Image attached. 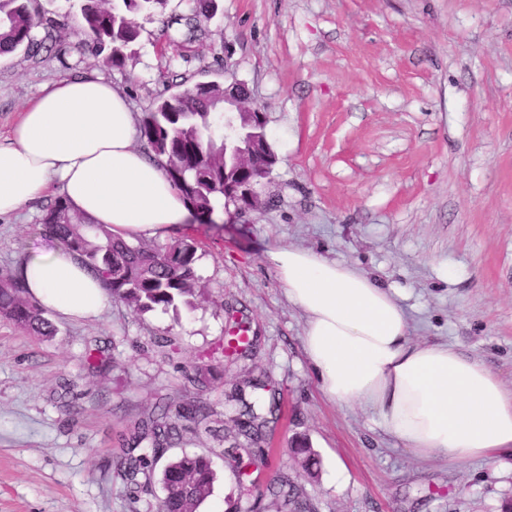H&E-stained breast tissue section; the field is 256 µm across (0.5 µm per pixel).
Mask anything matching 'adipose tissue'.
I'll list each match as a JSON object with an SVG mask.
<instances>
[{"mask_svg": "<svg viewBox=\"0 0 512 512\" xmlns=\"http://www.w3.org/2000/svg\"><path fill=\"white\" fill-rule=\"evenodd\" d=\"M126 96L96 75L45 86L10 135L0 136V218L57 193L125 240L163 238L189 209L160 161L134 145ZM267 260L305 315L303 350L320 393L358 404L418 459L451 464L512 453V389L445 344L413 341L403 307L358 268L295 246ZM40 304L65 317L100 314L111 297L65 248L22 263Z\"/></svg>", "mask_w": 512, "mask_h": 512, "instance_id": "1", "label": "adipose tissue"}]
</instances>
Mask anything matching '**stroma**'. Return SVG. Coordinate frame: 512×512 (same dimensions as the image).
Segmentation results:
<instances>
[{
    "label": "stroma",
    "instance_id": "35a3bbf8",
    "mask_svg": "<svg viewBox=\"0 0 512 512\" xmlns=\"http://www.w3.org/2000/svg\"><path fill=\"white\" fill-rule=\"evenodd\" d=\"M199 41L166 39L144 22L124 65L84 51L76 24L58 50L0 58V135L54 81L95 73L136 116L190 82L248 84L265 113L277 163L256 211L191 221L205 294L145 314L114 301L95 317L54 316L46 339L0 317V512H156L159 482L125 476V436L159 398L203 402L165 459L206 455L217 474L200 512H289L243 496L273 476L304 486L316 512H501L512 455L451 466L421 462L374 413L319 392L303 352L305 317L267 263L275 244L313 250L376 276L418 342L477 358L512 388V0H216ZM40 200L0 221V275L49 253ZM253 346L225 357L205 384L207 354L234 322ZM169 336L173 346H160ZM104 366L93 369L90 351ZM275 385L267 430L276 455L252 458L239 481L227 437L237 388ZM306 441L307 474L293 453Z\"/></svg>",
    "mask_w": 512,
    "mask_h": 512
}]
</instances>
